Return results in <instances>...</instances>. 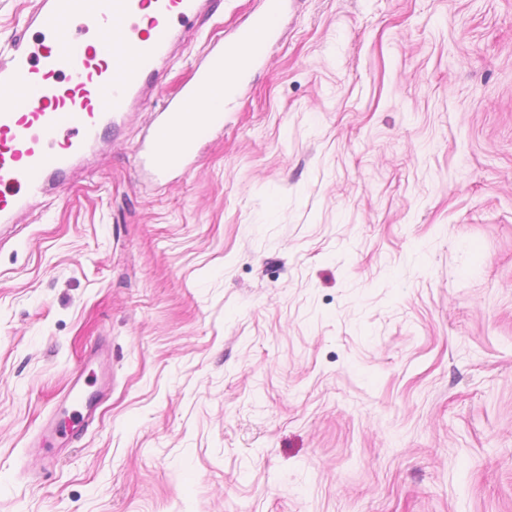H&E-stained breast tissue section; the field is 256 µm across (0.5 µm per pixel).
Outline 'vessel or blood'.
<instances>
[{"instance_id": "b4317fda", "label": "vessel or blood", "mask_w": 512, "mask_h": 512, "mask_svg": "<svg viewBox=\"0 0 512 512\" xmlns=\"http://www.w3.org/2000/svg\"><path fill=\"white\" fill-rule=\"evenodd\" d=\"M287 0H265L228 42L165 101L153 135L136 149L139 171L164 178L187 165L220 112L190 102L250 70L279 33ZM199 0H40L24 20L36 42L17 37L0 49V223L27 202L64 188L74 165L117 130L155 83L177 27L194 22Z\"/></svg>"}]
</instances>
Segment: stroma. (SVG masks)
I'll use <instances>...</instances> for the list:
<instances>
[{
	"mask_svg": "<svg viewBox=\"0 0 512 512\" xmlns=\"http://www.w3.org/2000/svg\"><path fill=\"white\" fill-rule=\"evenodd\" d=\"M288 3L187 169L135 147L263 0L0 223V512H512V0Z\"/></svg>",
	"mask_w": 512,
	"mask_h": 512,
	"instance_id": "stroma-1",
	"label": "stroma"
}]
</instances>
